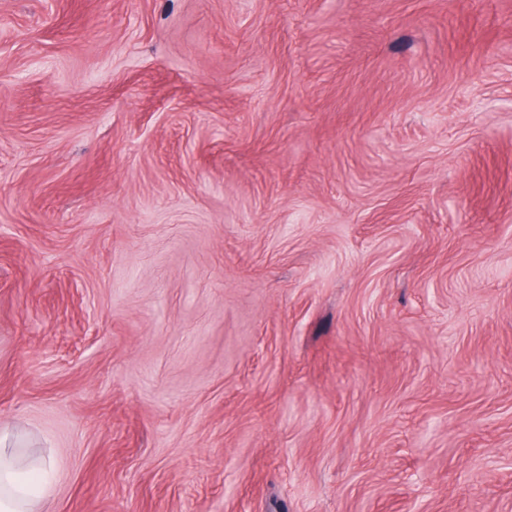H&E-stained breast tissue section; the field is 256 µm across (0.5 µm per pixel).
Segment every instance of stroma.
Masks as SVG:
<instances>
[{"label":"stroma","mask_w":512,"mask_h":512,"mask_svg":"<svg viewBox=\"0 0 512 512\" xmlns=\"http://www.w3.org/2000/svg\"><path fill=\"white\" fill-rule=\"evenodd\" d=\"M0 420L42 512H512V0H0Z\"/></svg>","instance_id":"obj_1"}]
</instances>
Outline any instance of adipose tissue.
Masks as SVG:
<instances>
[{"instance_id": "1", "label": "adipose tissue", "mask_w": 512, "mask_h": 512, "mask_svg": "<svg viewBox=\"0 0 512 512\" xmlns=\"http://www.w3.org/2000/svg\"><path fill=\"white\" fill-rule=\"evenodd\" d=\"M54 477L50 458L23 454L12 440L9 425L0 424V512H40L43 495L36 487Z\"/></svg>"}]
</instances>
